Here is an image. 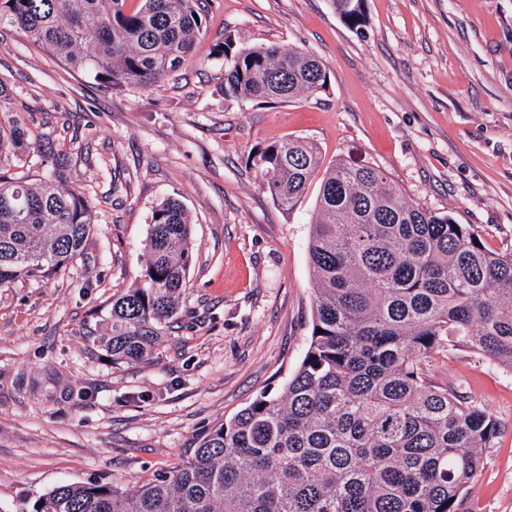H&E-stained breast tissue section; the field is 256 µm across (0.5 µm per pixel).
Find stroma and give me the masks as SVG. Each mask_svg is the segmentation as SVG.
I'll return each instance as SVG.
<instances>
[{
    "label": "stroma",
    "mask_w": 512,
    "mask_h": 512,
    "mask_svg": "<svg viewBox=\"0 0 512 512\" xmlns=\"http://www.w3.org/2000/svg\"><path fill=\"white\" fill-rule=\"evenodd\" d=\"M354 28L331 0H206L195 61L159 86L113 90L0 30L7 109L94 193L95 234L69 277L0 288V512L63 481L133 488L179 464L204 427L279 389L310 333L308 245L319 181L289 212L259 186L253 146L313 139L325 162L384 169L404 198L512 248V0H364ZM304 49L327 89L272 105L228 101L213 44ZM194 217L174 323L141 363L109 359L113 295L140 278L151 212ZM464 384L501 424L460 512H512V373L466 353Z\"/></svg>",
    "instance_id": "35a3bbf8"
}]
</instances>
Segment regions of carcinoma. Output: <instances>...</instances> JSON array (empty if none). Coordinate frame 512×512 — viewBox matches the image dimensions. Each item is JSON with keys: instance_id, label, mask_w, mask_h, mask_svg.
I'll return each mask as SVG.
<instances>
[{"instance_id": "cac0c4a2", "label": "carcinoma", "mask_w": 512, "mask_h": 512, "mask_svg": "<svg viewBox=\"0 0 512 512\" xmlns=\"http://www.w3.org/2000/svg\"><path fill=\"white\" fill-rule=\"evenodd\" d=\"M126 2L0 0V28L114 89L154 87L192 61L206 19L199 0ZM363 2L332 0L352 26L366 22ZM212 52L227 98L287 102L326 88L323 63L306 52L230 35ZM29 139L24 123H0V153ZM42 158L52 174L37 183L0 172V287L66 274L94 231L93 196L70 184L52 148ZM249 158L285 211L320 178L300 362L279 391L197 434L170 470L133 490L62 482L26 512H459L499 423L430 367L462 351L512 372V248L486 250L472 225L410 203L375 167L322 166L305 137L258 143ZM192 224L176 199L153 209L141 278L112 299L102 338L112 359L146 360L177 313Z\"/></svg>"}]
</instances>
